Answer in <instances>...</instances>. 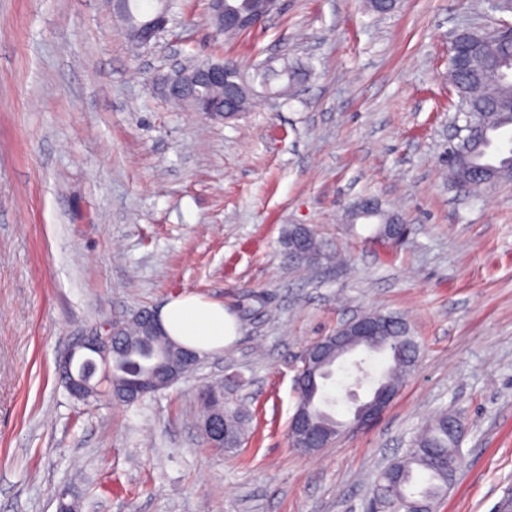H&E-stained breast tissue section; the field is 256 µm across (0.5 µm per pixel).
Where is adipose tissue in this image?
Returning a JSON list of instances; mask_svg holds the SVG:
<instances>
[{
	"instance_id": "obj_1",
	"label": "adipose tissue",
	"mask_w": 512,
	"mask_h": 512,
	"mask_svg": "<svg viewBox=\"0 0 512 512\" xmlns=\"http://www.w3.org/2000/svg\"><path fill=\"white\" fill-rule=\"evenodd\" d=\"M159 322L167 336L200 354L223 350L236 334L235 322L222 304L195 294L171 299L161 309Z\"/></svg>"
}]
</instances>
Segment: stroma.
I'll return each mask as SVG.
<instances>
[{
	"mask_svg": "<svg viewBox=\"0 0 512 512\" xmlns=\"http://www.w3.org/2000/svg\"><path fill=\"white\" fill-rule=\"evenodd\" d=\"M208 0H176L135 49L107 0H0V512H364L372 476L433 414L461 415L464 463L437 512L512 502V179L472 196L442 158L454 135L458 31L512 26L478 0H284L232 41ZM182 60L310 69L299 99L232 120L172 105ZM365 195L411 224L401 245L344 229ZM314 228L345 266L289 263ZM197 293L235 338L140 404L66 390L75 339ZM369 311L404 316L421 348L371 427L309 454L288 422L300 354ZM245 408L235 454L197 425L205 385Z\"/></svg>",
	"mask_w": 512,
	"mask_h": 512,
	"instance_id": "stroma-1",
	"label": "stroma"
}]
</instances>
